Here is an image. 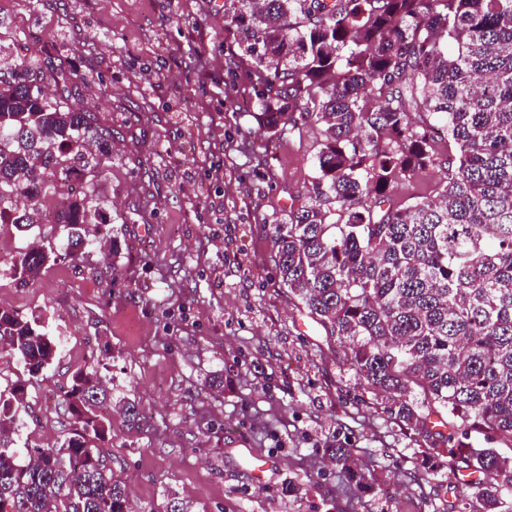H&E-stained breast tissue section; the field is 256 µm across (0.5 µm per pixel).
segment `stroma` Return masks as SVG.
<instances>
[{
	"label": "stroma",
	"mask_w": 512,
	"mask_h": 512,
	"mask_svg": "<svg viewBox=\"0 0 512 512\" xmlns=\"http://www.w3.org/2000/svg\"><path fill=\"white\" fill-rule=\"evenodd\" d=\"M0 44L72 74L71 102L112 128L99 179L107 216L83 262L34 285L0 279V307L42 319L58 345L37 377L0 358V388L28 379L9 447L60 441V402L98 359L112 390L108 464L135 504L190 512H459L463 469L426 471L423 441L280 288L272 216L308 203L322 128L272 134L255 117L250 64L233 50L224 0H0ZM224 170L223 179L212 176ZM440 174L397 181L395 205L437 199ZM119 240L122 256L109 247ZM219 374L224 386L211 388ZM148 417L129 428L118 400ZM350 448L351 482L328 456ZM273 463L263 483L251 453Z\"/></svg>",
	"instance_id": "obj_1"
}]
</instances>
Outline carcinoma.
<instances>
[{"label":"carcinoma","mask_w":512,"mask_h":512,"mask_svg":"<svg viewBox=\"0 0 512 512\" xmlns=\"http://www.w3.org/2000/svg\"><path fill=\"white\" fill-rule=\"evenodd\" d=\"M224 25L252 56L258 121L274 134L322 126L315 197L270 224L280 287L346 345L398 425L441 437L425 463L479 474L461 492L469 512H512V455L440 431L459 422L512 440V0H224ZM47 79L66 88L72 74L0 63V224L31 229L55 194L43 174L79 161L88 191L55 219L76 263L104 217L112 128L65 95L30 92ZM435 169L442 199L389 204L397 180ZM57 258L34 242L0 276L25 287ZM4 348L32 377L56 355L41 320L0 308ZM110 397L79 369L63 440L25 464L0 447V512H153L107 464ZM26 404V381L0 389L1 434Z\"/></svg>","instance_id":"carcinoma-1"}]
</instances>
